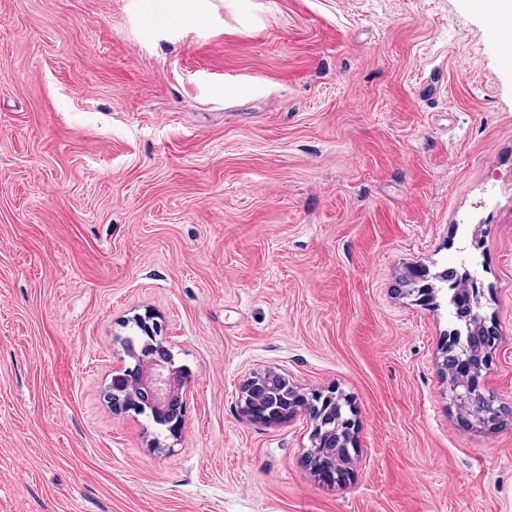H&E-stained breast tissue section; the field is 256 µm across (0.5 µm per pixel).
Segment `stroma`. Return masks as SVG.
Segmentation results:
<instances>
[{"mask_svg":"<svg viewBox=\"0 0 512 512\" xmlns=\"http://www.w3.org/2000/svg\"><path fill=\"white\" fill-rule=\"evenodd\" d=\"M497 334L465 423L447 305ZM188 378L169 449L106 389L136 317ZM273 368L347 398L343 479ZM0 512H512V61L477 0H0ZM443 350H445L448 371L451 373L450 389L457 402L475 421L483 424L495 423L501 418L503 409L496 406L492 398L482 395L475 379V374L485 365L486 356L478 370L470 371L468 364L461 360L466 352V345L461 336H448ZM283 374L265 369L253 372L242 384L240 407L250 419L264 423H280L293 419L299 411L308 414L313 422L310 432V464L317 470L323 469L322 460L316 450L324 448V461L333 473L341 472L350 458L354 446L356 422L343 413L345 404L334 392L313 393L311 397L301 394L295 387L296 397L279 399L280 394L272 392L271 380ZM346 463V464H345Z\"/></svg>","mask_w":512,"mask_h":512,"instance_id":"stroma-1","label":"stroma"}]
</instances>
